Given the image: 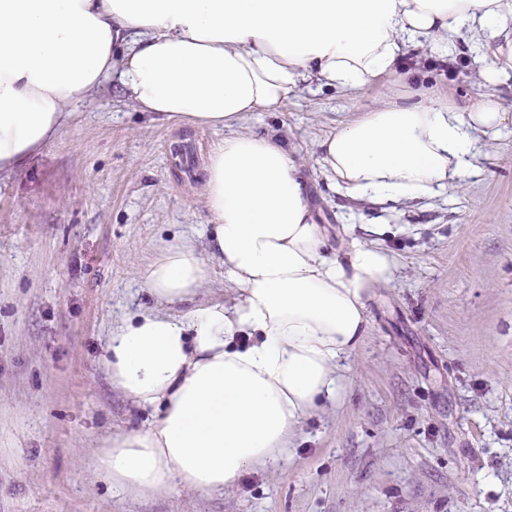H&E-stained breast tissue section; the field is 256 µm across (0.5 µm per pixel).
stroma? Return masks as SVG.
<instances>
[{"mask_svg": "<svg viewBox=\"0 0 512 512\" xmlns=\"http://www.w3.org/2000/svg\"><path fill=\"white\" fill-rule=\"evenodd\" d=\"M482 57L466 34L445 57L410 45L358 95L314 83L242 124L295 147L334 248L373 239L398 267L366 300L341 402L301 423L289 457L222 493H127L91 460L156 416L111 386L105 347L152 305L137 268L178 237L210 255L202 177L219 132L142 118L107 83L1 176L0 512H512V71L484 86ZM420 84L462 111L489 93L508 113L471 175L427 200L335 191L319 142Z\"/></svg>", "mask_w": 512, "mask_h": 512, "instance_id": "35a3bbf8", "label": "stroma"}]
</instances>
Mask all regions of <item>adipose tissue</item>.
Segmentation results:
<instances>
[{
  "instance_id": "adipose-tissue-1",
  "label": "adipose tissue",
  "mask_w": 512,
  "mask_h": 512,
  "mask_svg": "<svg viewBox=\"0 0 512 512\" xmlns=\"http://www.w3.org/2000/svg\"><path fill=\"white\" fill-rule=\"evenodd\" d=\"M484 29L492 85L512 70V0H0V174L109 81L152 119L222 134L202 191L212 259L167 244L136 272L157 309L108 338L113 386L157 418L94 449L98 478L139 494L221 492L341 401L370 328L366 297L393 281L395 258L357 239L334 251L294 152L239 126L301 84L354 95L395 72L406 45L444 55ZM506 119L489 94L464 112L422 89L388 96L322 139L319 163L354 198H429L468 176L479 132ZM214 260L233 298L194 304Z\"/></svg>"
}]
</instances>
